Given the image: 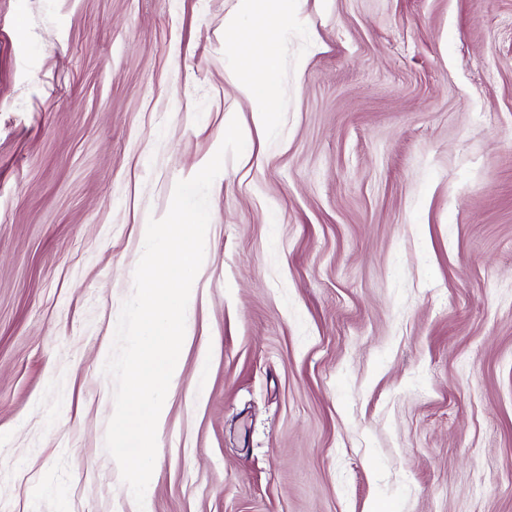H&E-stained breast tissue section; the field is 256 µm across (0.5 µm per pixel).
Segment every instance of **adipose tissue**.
Instances as JSON below:
<instances>
[{
	"label": "adipose tissue",
	"instance_id": "obj_1",
	"mask_svg": "<svg viewBox=\"0 0 512 512\" xmlns=\"http://www.w3.org/2000/svg\"><path fill=\"white\" fill-rule=\"evenodd\" d=\"M295 3L296 0H238V16L225 19L224 27L235 33L238 41L248 40L250 34L247 29L240 26V17H293L297 14ZM258 56L260 78L238 81L237 90L241 97L250 103L255 124L265 127L273 122L271 99L279 79L280 63L276 37L270 36L262 41L258 47Z\"/></svg>",
	"mask_w": 512,
	"mask_h": 512
}]
</instances>
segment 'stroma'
Returning a JSON list of instances; mask_svg holds the SVG:
<instances>
[{
	"label": "stroma",
	"instance_id": "1",
	"mask_svg": "<svg viewBox=\"0 0 512 512\" xmlns=\"http://www.w3.org/2000/svg\"><path fill=\"white\" fill-rule=\"evenodd\" d=\"M237 4L0 0V512H137L102 368L230 116L150 512H512V0ZM296 0H238L239 15L237 17L224 20L225 29L232 31L237 36L239 42L250 38L248 29H244L239 24L240 16L256 17H278L288 20V16L297 17L295 8ZM261 70L260 79L238 80L237 90L246 99L254 112V122L259 127L269 126L273 122L274 113L271 99L278 86L279 54L277 38L271 35L264 39L258 47Z\"/></svg>",
	"mask_w": 512,
	"mask_h": 512
}]
</instances>
